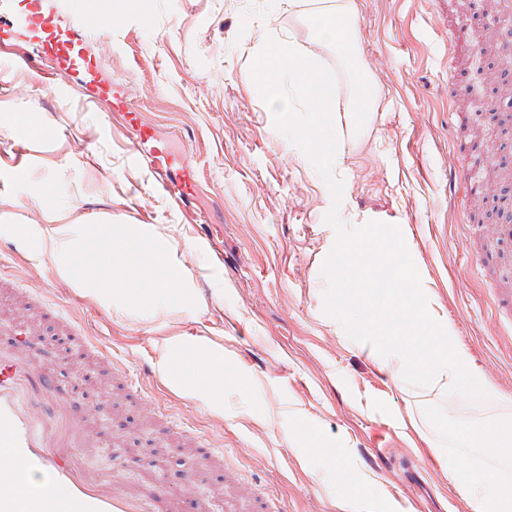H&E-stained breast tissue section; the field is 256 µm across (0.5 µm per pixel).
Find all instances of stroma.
Segmentation results:
<instances>
[{
  "instance_id": "obj_1",
  "label": "stroma",
  "mask_w": 512,
  "mask_h": 512,
  "mask_svg": "<svg viewBox=\"0 0 512 512\" xmlns=\"http://www.w3.org/2000/svg\"><path fill=\"white\" fill-rule=\"evenodd\" d=\"M471 2L356 0V56L375 91L359 127L347 114L351 65L288 0H95L111 29L73 33L103 65L109 94L94 101L75 96L74 71L48 88L50 59L0 70V350L17 345L36 316L41 368L79 394L84 462L122 485H183L199 470L196 452L150 433L149 420L164 416L222 451L206 487L219 505L225 485L244 483L277 512H474L378 353L326 314L332 195L275 128L250 73L271 36L334 74L341 223L399 225L479 382L512 401V314L498 308L512 247L477 273L499 219L492 202L448 196L458 160L512 168V140L498 122L450 95L455 78L493 98L512 73L507 60L482 55L499 35ZM452 110L468 124L449 127ZM141 132L174 180L191 178L183 200L159 191L151 168L135 161ZM47 178L57 186L50 198ZM85 224L124 225L144 247L170 243L179 274L167 299L117 281L111 294L89 291L64 274L92 248ZM54 226L69 240L57 256L45 244ZM179 340L223 355L222 392L189 397L173 385L168 357ZM91 341L137 396L113 404Z\"/></svg>"
}]
</instances>
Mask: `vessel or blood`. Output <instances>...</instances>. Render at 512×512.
<instances>
[{"mask_svg":"<svg viewBox=\"0 0 512 512\" xmlns=\"http://www.w3.org/2000/svg\"><path fill=\"white\" fill-rule=\"evenodd\" d=\"M71 10L87 34L112 24L111 17L84 9L80 0H71ZM0 21L33 35L37 55L83 72L87 83H95L98 63L86 57L82 45L54 16L43 12L40 0H0ZM448 183L451 194L465 201L482 193L480 182L462 168L450 169ZM497 204V234L512 242V187L501 189ZM134 271L156 281L166 277L163 268L149 266L144 256L115 259V280ZM35 349V343L25 341L15 351H0V458L5 461L0 467V512H179L181 499L168 486L118 489L107 473L77 462L81 425L71 415V403L56 378L31 360ZM30 472L45 474L47 485L21 484V476Z\"/></svg>","mask_w":512,"mask_h":512,"instance_id":"obj_1","label":"vessel or blood"}]
</instances>
